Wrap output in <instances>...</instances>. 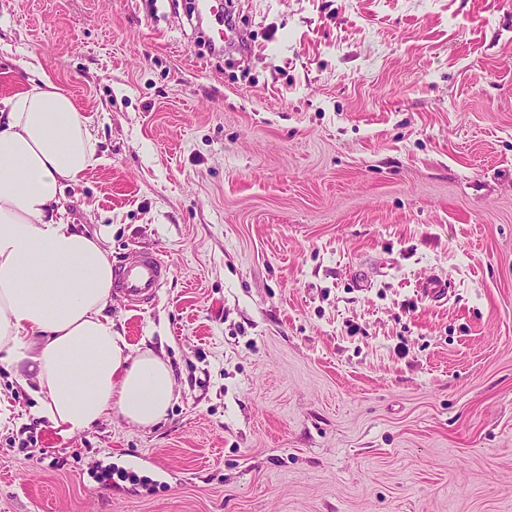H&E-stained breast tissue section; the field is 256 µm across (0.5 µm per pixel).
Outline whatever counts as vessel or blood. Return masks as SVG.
<instances>
[{
  "label": "vessel or blood",
  "mask_w": 512,
  "mask_h": 512,
  "mask_svg": "<svg viewBox=\"0 0 512 512\" xmlns=\"http://www.w3.org/2000/svg\"><path fill=\"white\" fill-rule=\"evenodd\" d=\"M222 13L221 0H197L198 22H208L215 17L220 20L218 27L212 28L209 37L211 46L219 51L237 40L234 27L222 20ZM169 274L170 267L162 258L154 253L144 252L135 259L125 261L115 271L112 288L129 307L139 308L156 298Z\"/></svg>",
  "instance_id": "obj_1"
}]
</instances>
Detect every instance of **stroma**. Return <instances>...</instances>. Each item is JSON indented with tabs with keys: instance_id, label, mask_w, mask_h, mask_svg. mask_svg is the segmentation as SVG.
<instances>
[{
	"instance_id": "35a3bbf8",
	"label": "stroma",
	"mask_w": 512,
	"mask_h": 512,
	"mask_svg": "<svg viewBox=\"0 0 512 512\" xmlns=\"http://www.w3.org/2000/svg\"><path fill=\"white\" fill-rule=\"evenodd\" d=\"M195 4L0 0V99L32 55L89 118L65 219L168 263L108 313L174 373L65 438L0 365V512H512V0H227L220 56ZM219 27H214L209 24L211 35L209 36L210 44L215 50L222 51L224 49V45L234 44L238 41V36L235 32V27L231 26L227 23V21L220 20L218 21Z\"/></svg>"
}]
</instances>
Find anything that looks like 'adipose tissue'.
Segmentation results:
<instances>
[{"instance_id": "ef3b65f1", "label": "adipose tissue", "mask_w": 512, "mask_h": 512, "mask_svg": "<svg viewBox=\"0 0 512 512\" xmlns=\"http://www.w3.org/2000/svg\"><path fill=\"white\" fill-rule=\"evenodd\" d=\"M87 118L48 77L0 100V364L37 383V413L64 437L118 412L161 421L173 372L133 352L106 313L113 267L101 235L67 223L64 190L97 164Z\"/></svg>"}]
</instances>
